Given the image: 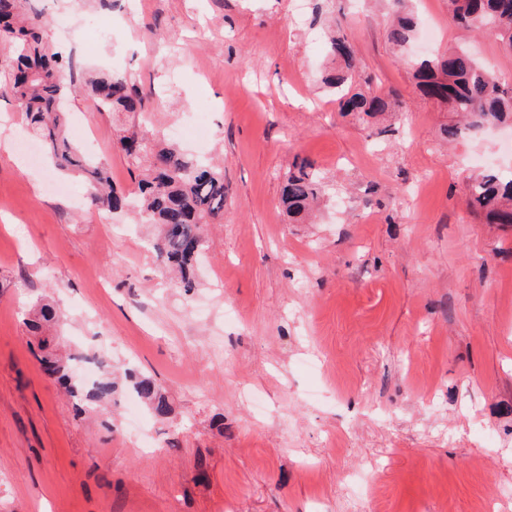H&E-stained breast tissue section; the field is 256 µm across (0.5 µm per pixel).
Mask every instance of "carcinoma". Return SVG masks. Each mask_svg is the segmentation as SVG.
<instances>
[{
  "mask_svg": "<svg viewBox=\"0 0 512 512\" xmlns=\"http://www.w3.org/2000/svg\"><path fill=\"white\" fill-rule=\"evenodd\" d=\"M30 2L0 0V98L16 106L57 169L84 179L93 205L108 212L125 210L136 223L158 227L153 243L157 261L175 271L179 286L191 292L197 287L194 262L208 247L203 226L224 218L223 171L133 123L122 129L118 145L138 171L137 191L126 195L115 190L105 165L84 155L69 138L62 100L86 93L96 101L98 111L111 113L142 112L149 100L122 73H75L73 59L44 40L41 15L30 11ZM404 2L392 0L396 10L388 29V40L399 50L411 42L417 25L413 15L402 9ZM448 13L463 28L498 37L512 54V0H448ZM327 50L331 68L324 84L340 111L369 118L398 111L396 97L377 94L372 81L358 74L354 47L345 33L331 31ZM411 68L420 93L458 117L457 122L443 126L445 139L452 141L465 130L512 122V84L492 67L478 64L468 52L450 49L415 61ZM468 194L476 216L489 224H512L511 179L481 173L469 179ZM320 195L315 166L305 159L295 163L282 188L289 221H303ZM39 343L44 370L87 408L110 401L118 392L112 365H102L100 379L87 389L73 379L70 365L54 353L48 337H39ZM126 379L155 415H169L170 404L154 378L128 370Z\"/></svg>",
  "mask_w": 512,
  "mask_h": 512,
  "instance_id": "1",
  "label": "carcinoma"
}]
</instances>
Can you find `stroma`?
Masks as SVG:
<instances>
[{
    "label": "stroma",
    "mask_w": 512,
    "mask_h": 512,
    "mask_svg": "<svg viewBox=\"0 0 512 512\" xmlns=\"http://www.w3.org/2000/svg\"><path fill=\"white\" fill-rule=\"evenodd\" d=\"M83 68L127 75L143 119L224 165L198 286L160 270L151 228L59 189L0 99V512H512V225L465 204L468 177L512 173V125L443 142L379 0H323L362 76L397 91L387 120L339 112L314 0H34ZM436 49L512 77L447 0H410ZM70 19L59 34V13ZM113 186L136 189L112 119L85 96ZM205 112L209 134L183 128ZM322 176L315 223L280 205L295 158ZM49 301L69 351L153 376L171 414L127 399L75 415L24 320Z\"/></svg>",
    "instance_id": "obj_1"
}]
</instances>
